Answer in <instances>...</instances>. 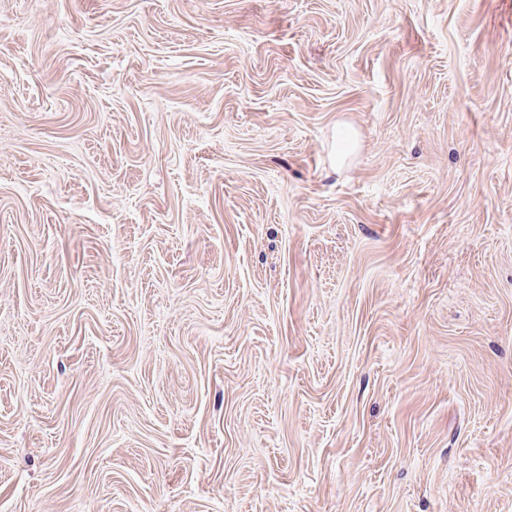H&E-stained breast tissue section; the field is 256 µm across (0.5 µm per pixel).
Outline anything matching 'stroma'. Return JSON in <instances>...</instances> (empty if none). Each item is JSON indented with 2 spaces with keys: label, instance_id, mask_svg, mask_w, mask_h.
<instances>
[{
  "label": "stroma",
  "instance_id": "stroma-1",
  "mask_svg": "<svg viewBox=\"0 0 512 512\" xmlns=\"http://www.w3.org/2000/svg\"><path fill=\"white\" fill-rule=\"evenodd\" d=\"M0 512H512V0H0Z\"/></svg>",
  "mask_w": 512,
  "mask_h": 512
}]
</instances>
